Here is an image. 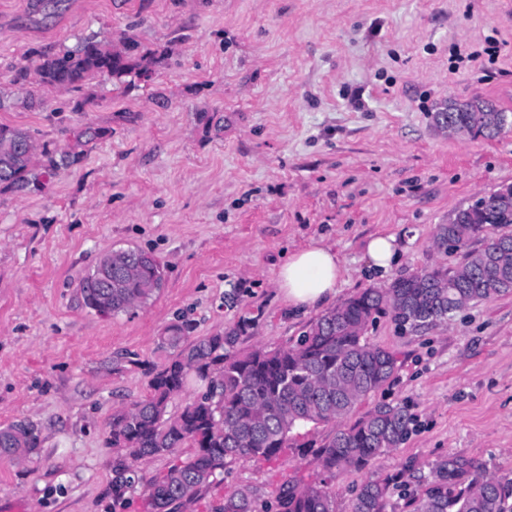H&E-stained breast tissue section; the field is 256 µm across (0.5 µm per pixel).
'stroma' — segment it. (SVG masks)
I'll use <instances>...</instances> for the list:
<instances>
[{"instance_id": "stroma-1", "label": "stroma", "mask_w": 512, "mask_h": 512, "mask_svg": "<svg viewBox=\"0 0 512 512\" xmlns=\"http://www.w3.org/2000/svg\"><path fill=\"white\" fill-rule=\"evenodd\" d=\"M88 37L137 42L136 73L29 97L17 70ZM451 98L512 113V0H0V124L36 145L28 180L0 187V429L40 432L29 457L0 454V503L153 512L144 484L191 450L139 460L134 486L115 490L113 410L144 398L177 320L196 337L239 330L242 353L302 336L321 311H292L275 277L311 240L343 262L340 302L459 264L437 228L512 185V131L436 130L430 114ZM376 234L402 249L381 277L366 254ZM126 248L159 258L163 286L133 312L99 315L81 281ZM366 336L398 370L351 417L405 406L415 423L400 448L331 480L313 448L335 425H304L277 458L230 462L188 512L326 479L349 512L371 477L389 484L387 512H407L401 481L448 452L512 474V294L418 333L382 316Z\"/></svg>"}]
</instances>
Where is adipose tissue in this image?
<instances>
[{
	"label": "adipose tissue",
	"mask_w": 512,
	"mask_h": 512,
	"mask_svg": "<svg viewBox=\"0 0 512 512\" xmlns=\"http://www.w3.org/2000/svg\"><path fill=\"white\" fill-rule=\"evenodd\" d=\"M341 277L342 263L334 249L315 242L282 263L276 285L289 305L304 312L334 299Z\"/></svg>",
	"instance_id": "obj_1"
}]
</instances>
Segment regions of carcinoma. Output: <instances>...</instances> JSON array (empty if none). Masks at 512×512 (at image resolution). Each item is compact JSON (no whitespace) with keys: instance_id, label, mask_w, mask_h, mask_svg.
<instances>
[{"instance_id":"obj_1","label":"carcinoma","mask_w":512,"mask_h":512,"mask_svg":"<svg viewBox=\"0 0 512 512\" xmlns=\"http://www.w3.org/2000/svg\"><path fill=\"white\" fill-rule=\"evenodd\" d=\"M129 43L122 51L106 49L86 38L74 50L46 55L36 69L40 87L78 89L97 74L121 78L133 72ZM433 124L458 134L499 137L512 128V113L478 98L448 100L432 113ZM31 141L27 131L0 126V184L25 180L32 155L16 146ZM512 224V186L487 197L482 205L455 211L438 227L435 244L465 250L454 268L435 266L393 279L383 288H367L319 316L295 343L247 354L235 350L239 337L216 332L189 339L188 324L170 325L161 347L171 351L155 370L149 393L129 409L112 413L109 442L123 448L127 471L141 458L162 456L184 446L194 449L185 460L145 487L154 512H179L212 484L238 457L270 460L292 447V432L301 424L337 422L336 432L317 449L322 468L366 469L380 456L407 440L414 417L403 406L378 405L353 424L343 420L369 394L380 390L397 369L390 350L370 343L368 325L390 316L400 329L416 332L448 318L474 302L512 293V235L491 231ZM481 238V249L469 243ZM161 262L138 249L112 252V294L103 296L95 269L82 282L86 307L101 315L128 313L146 303L160 288ZM204 391L176 416L171 400L187 387L190 376ZM39 432L16 421L0 430V448L31 454ZM336 512V491L326 484L290 483L276 504H259L244 491L224 497L216 512ZM410 512H512V478L490 474L479 460L450 453L436 458L430 478L418 484L407 500ZM387 483L370 478L359 488L350 512H386Z\"/></svg>"}]
</instances>
